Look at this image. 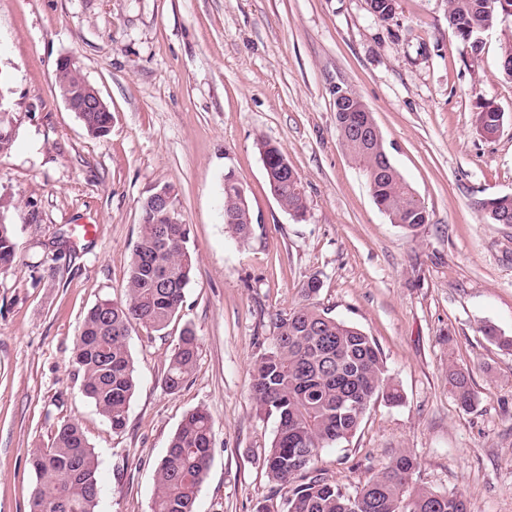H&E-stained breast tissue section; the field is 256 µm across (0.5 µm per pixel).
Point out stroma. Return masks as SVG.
<instances>
[{"mask_svg": "<svg viewBox=\"0 0 512 512\" xmlns=\"http://www.w3.org/2000/svg\"><path fill=\"white\" fill-rule=\"evenodd\" d=\"M512 16L471 50L448 29V0H398L387 22L365 0H0V89L14 146L0 155L17 257L0 271V512H29L34 448L75 421L99 460L100 512H151L154 471L185 415L213 421L196 512L278 505L263 465L275 418L250 397L253 364L275 315L314 300L377 342L400 405L376 402L350 442L320 467L356 485L395 451L420 461L415 482L459 492L471 512H512V353L482 333L512 336V224L485 200L512 195V79L500 56ZM73 57L112 113L88 134L56 86ZM369 106L386 151L429 221L391 224L344 151L333 92ZM497 107L494 138L476 126ZM278 145L307 212L274 199L257 144ZM242 183L254 224L224 222V176ZM170 186L194 256L178 317L162 332L133 326L136 390L115 433L82 392L73 363L87 311L121 299L141 205ZM99 227L86 240L74 233ZM199 343L178 391L164 376L184 328ZM478 394L463 410L448 367ZM476 121L479 132L486 138H492L503 124V115L491 105H484Z\"/></svg>", "mask_w": 512, "mask_h": 512, "instance_id": "1", "label": "stroma"}]
</instances>
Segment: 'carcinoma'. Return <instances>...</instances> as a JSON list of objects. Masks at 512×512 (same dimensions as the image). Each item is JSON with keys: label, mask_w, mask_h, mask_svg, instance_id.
I'll use <instances>...</instances> for the list:
<instances>
[{"label": "carcinoma", "mask_w": 512, "mask_h": 512, "mask_svg": "<svg viewBox=\"0 0 512 512\" xmlns=\"http://www.w3.org/2000/svg\"><path fill=\"white\" fill-rule=\"evenodd\" d=\"M368 2L379 20L396 14L397 0ZM507 5L512 7V0H448V29L463 41L492 28ZM334 108L341 144L365 172L379 210L390 223L410 232L428 223L425 206L390 161L375 120H370L372 128L364 136L351 132L355 119L368 118L360 96L350 91L343 102H334ZM83 119L88 131L100 135L110 113L85 112ZM502 124V113L490 105L477 114L478 130L486 138L494 137ZM13 143V115L0 113V154L9 152ZM259 151L277 179L278 204L291 215L305 214L306 197L297 191L299 177L280 175L281 149L262 141ZM10 205L0 197L1 270L12 266L16 257L14 228L4 218ZM160 216L141 206L140 236L124 296L94 305L74 345L73 361L86 397L116 433L126 426L136 388L129 329L134 324L155 332L166 329L182 308L194 270L188 225L180 220L167 224ZM489 216L496 224H512V196L498 197ZM224 217L233 219L235 234L247 237L251 210L229 174L224 177ZM318 290V279H310L302 288L303 302L276 315L271 342L253 365L251 398L259 413L277 422L263 464L278 487L280 512H469L462 494L433 491L413 482L420 463L408 449L395 453L369 479L350 488L336 484L316 466L322 449L356 434L371 404L380 399L390 405L402 401L376 341L319 309L312 302ZM483 335L500 349L512 351V336L491 325L483 328ZM197 356L198 340L186 328L165 373L168 390L183 386ZM448 385L462 409L475 405L477 395L468 373L449 368ZM211 445V416L204 409L189 412L155 468L152 512H195L196 494L210 466ZM32 466L37 483L30 512H99L98 459L77 423L58 425L46 447L33 450Z\"/></svg>", "instance_id": "obj_1"}]
</instances>
